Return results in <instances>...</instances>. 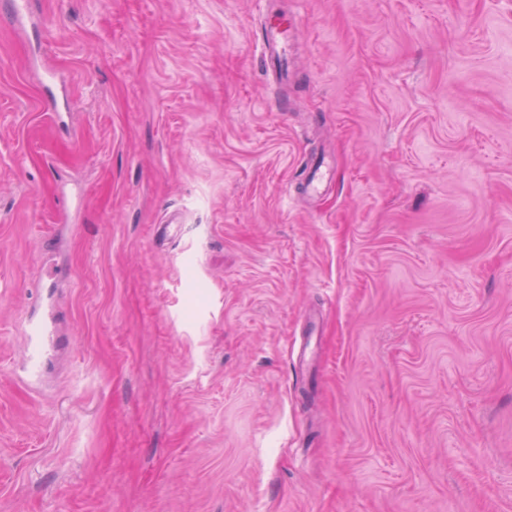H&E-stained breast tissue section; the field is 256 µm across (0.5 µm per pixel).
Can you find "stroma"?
<instances>
[{
  "label": "stroma",
  "instance_id": "35a3bbf8",
  "mask_svg": "<svg viewBox=\"0 0 512 512\" xmlns=\"http://www.w3.org/2000/svg\"><path fill=\"white\" fill-rule=\"evenodd\" d=\"M0 512H512V0H0ZM295 16L288 15H267L264 24L266 60H274L278 67L286 62L284 56L285 47L292 36ZM330 172L325 158L312 159L302 174L301 184L304 192L307 194L316 192ZM50 332L42 324H32L27 336L26 368L36 374L40 368L44 352V336Z\"/></svg>",
  "mask_w": 512,
  "mask_h": 512
}]
</instances>
